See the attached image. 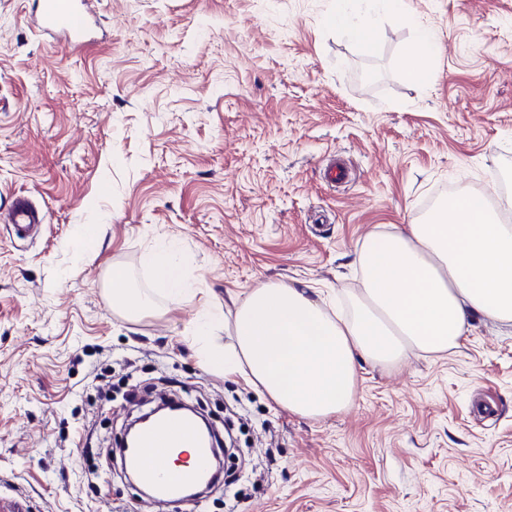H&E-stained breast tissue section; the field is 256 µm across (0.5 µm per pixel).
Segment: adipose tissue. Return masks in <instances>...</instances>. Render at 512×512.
<instances>
[{
    "label": "adipose tissue",
    "mask_w": 512,
    "mask_h": 512,
    "mask_svg": "<svg viewBox=\"0 0 512 512\" xmlns=\"http://www.w3.org/2000/svg\"><path fill=\"white\" fill-rule=\"evenodd\" d=\"M438 53L435 32L419 26L403 53V80L429 83ZM142 261L155 291L187 294V263L175 245ZM353 264L360 286L333 312L309 288L282 283L251 289L230 317L203 308L191 331L202 366L243 379L281 409L321 420L351 404L360 363L396 367L415 352L455 350L478 319L512 323V195L458 193L426 223L369 236ZM111 292L114 312L127 320L155 310L126 272L114 271ZM219 328L233 336L232 346L213 343Z\"/></svg>",
    "instance_id": "adipose-tissue-1"
}]
</instances>
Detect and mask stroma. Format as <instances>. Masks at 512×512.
I'll return each instance as SVG.
<instances>
[{
  "instance_id": "stroma-1",
  "label": "stroma",
  "mask_w": 512,
  "mask_h": 512,
  "mask_svg": "<svg viewBox=\"0 0 512 512\" xmlns=\"http://www.w3.org/2000/svg\"><path fill=\"white\" fill-rule=\"evenodd\" d=\"M31 6L0 0V209L26 194L46 215L33 240L0 223V504L512 512L511 326L364 364L323 420L204 371L190 337L199 309L264 283L345 301L373 233L426 220L448 188L512 192V0H404L370 54L325 24L336 0H97L103 34L80 51L42 39ZM420 23L441 46L427 86L400 75ZM172 240L195 297L118 316L112 268L150 288L142 256ZM157 393L231 431L240 496L157 507L127 483L111 450Z\"/></svg>"
}]
</instances>
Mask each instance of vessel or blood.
<instances>
[{
  "mask_svg": "<svg viewBox=\"0 0 512 512\" xmlns=\"http://www.w3.org/2000/svg\"><path fill=\"white\" fill-rule=\"evenodd\" d=\"M29 20L51 42L68 50L83 49L93 42L98 23L94 0H34ZM9 222L20 238H30L41 227L42 215L25 196L15 197L8 207ZM192 445L194 455L184 471L165 469L159 462L167 450ZM211 450L201 442L193 421L170 416L159 419L140 435L128 461L141 481L152 487L158 500H175L183 488L199 481L209 466Z\"/></svg>",
  "mask_w": 512,
  "mask_h": 512,
  "instance_id": "vessel-or-blood-1",
  "label": "vessel or blood"
}]
</instances>
